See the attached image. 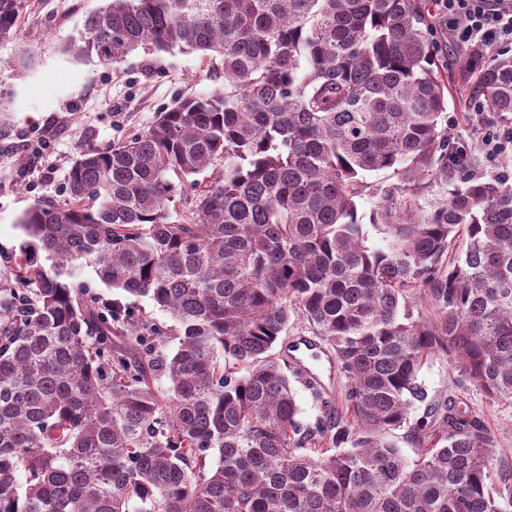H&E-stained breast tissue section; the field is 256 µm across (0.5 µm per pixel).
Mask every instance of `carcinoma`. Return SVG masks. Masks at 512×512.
<instances>
[{
	"label": "carcinoma",
	"mask_w": 512,
	"mask_h": 512,
	"mask_svg": "<svg viewBox=\"0 0 512 512\" xmlns=\"http://www.w3.org/2000/svg\"><path fill=\"white\" fill-rule=\"evenodd\" d=\"M23 8L0 0V41ZM440 23L436 0H108L88 16L76 57L179 47L219 57L224 84L83 152L68 202L19 219L0 512H512V462L478 420H443L411 462L387 437L436 346L512 401V185L448 133ZM471 90L512 123V55L481 60ZM77 261L169 314L176 350L145 359L167 325L101 305ZM295 315L347 375L349 448L314 447L299 420L273 353Z\"/></svg>",
	"instance_id": "carcinoma-1"
}]
</instances>
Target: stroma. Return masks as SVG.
Instances as JSON below:
<instances>
[{
    "label": "stroma",
    "instance_id": "stroma-1",
    "mask_svg": "<svg viewBox=\"0 0 512 512\" xmlns=\"http://www.w3.org/2000/svg\"><path fill=\"white\" fill-rule=\"evenodd\" d=\"M107 0H25L13 38L0 42V255L19 254L24 235L17 225L28 209L38 204L67 202V177L81 152L107 148L148 129L158 112L183 95L207 93L222 85L223 74L198 52L136 50L122 61L103 66L66 51L84 30L88 15ZM470 58L456 45L448 47V130L469 140L479 119L494 118L490 107L481 115L468 113L461 91L471 81ZM49 136L52 164H28L26 144ZM101 303L121 302L132 313L146 312L159 321L165 313L149 299L131 297L107 288L92 268L73 270ZM288 363L287 374L296 393L299 419L305 427L333 424L335 431L352 429L345 406L349 381L328 345L306 320L292 317L287 333L275 347ZM318 376L305 383L299 367ZM424 400L414 402L406 423L389 438L406 459L426 447L418 426L430 407L452 416L480 419L495 440L498 454L512 460V401L491 399L461 375L446 351L434 350L419 373Z\"/></svg>",
    "mask_w": 512,
    "mask_h": 512
}]
</instances>
